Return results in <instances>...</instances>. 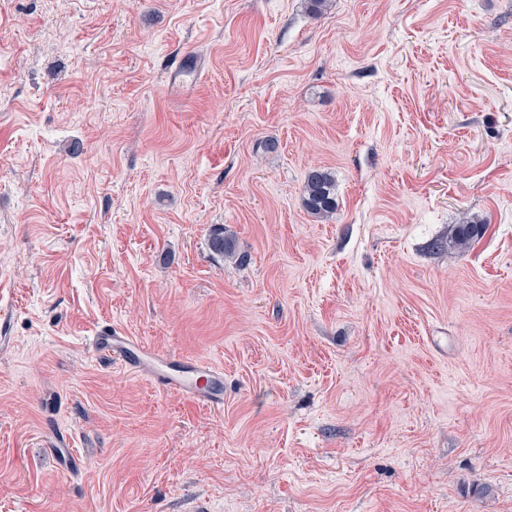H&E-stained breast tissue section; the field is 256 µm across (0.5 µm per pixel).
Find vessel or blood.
I'll use <instances>...</instances> for the list:
<instances>
[{"instance_id":"b4317fda","label":"vessel or blood","mask_w":512,"mask_h":512,"mask_svg":"<svg viewBox=\"0 0 512 512\" xmlns=\"http://www.w3.org/2000/svg\"><path fill=\"white\" fill-rule=\"evenodd\" d=\"M200 70L197 58H175L171 64L169 91L184 93ZM91 347L96 354L136 371L162 390L188 396L214 409L224 406V373L206 361L154 351L137 337L109 324L95 333ZM52 446L61 466L69 470L76 466L67 430L61 428L54 433Z\"/></svg>"}]
</instances>
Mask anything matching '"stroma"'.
I'll return each mask as SVG.
<instances>
[{
	"label": "stroma",
	"mask_w": 512,
	"mask_h": 512,
	"mask_svg": "<svg viewBox=\"0 0 512 512\" xmlns=\"http://www.w3.org/2000/svg\"><path fill=\"white\" fill-rule=\"evenodd\" d=\"M0 317V512H512V0H0ZM201 70L196 56L186 58L176 57L171 64L168 89L172 94H182L197 78ZM303 205L315 217L325 218L336 212L335 181L328 170L311 169L305 180ZM486 230V224L476 221H468L466 224H460L457 228L453 242L460 248H467L473 242L480 239ZM209 248L213 253L224 258V256L237 259L240 264L247 262V255L238 254L236 243L232 236L224 233V225L215 224L208 235ZM91 347L96 354L136 371L162 390L188 396L214 409L224 407V372L206 361L154 351L136 336L109 324L95 333ZM57 462L68 470H72L77 465V459L70 448L69 432L59 428L53 435L52 447Z\"/></svg>",
	"instance_id": "35a3bbf8"
}]
</instances>
